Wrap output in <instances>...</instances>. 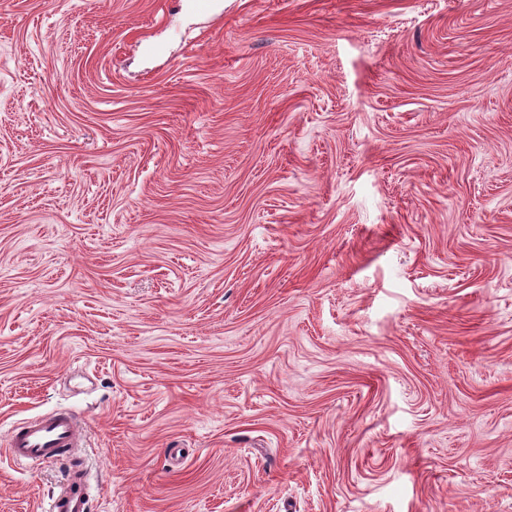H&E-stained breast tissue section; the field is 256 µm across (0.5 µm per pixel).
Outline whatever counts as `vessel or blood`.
<instances>
[{
	"mask_svg": "<svg viewBox=\"0 0 512 512\" xmlns=\"http://www.w3.org/2000/svg\"><path fill=\"white\" fill-rule=\"evenodd\" d=\"M83 426L71 413L57 411L14 424L7 433L6 453L16 462L43 463L58 460L64 451L81 446ZM86 474H69L66 484L53 496L48 512H87L84 492Z\"/></svg>",
	"mask_w": 512,
	"mask_h": 512,
	"instance_id": "vessel-or-blood-1",
	"label": "vessel or blood"
}]
</instances>
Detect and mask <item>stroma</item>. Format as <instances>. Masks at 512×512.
<instances>
[{"label": "stroma", "mask_w": 512, "mask_h": 512, "mask_svg": "<svg viewBox=\"0 0 512 512\" xmlns=\"http://www.w3.org/2000/svg\"><path fill=\"white\" fill-rule=\"evenodd\" d=\"M512 512V0H0V512ZM83 426L71 413L57 411L14 424L5 452L15 462L56 461L65 450L81 447ZM85 482L84 471L69 472L66 484L51 498L48 512H86L88 499L84 492Z\"/></svg>", "instance_id": "stroma-1"}]
</instances>
